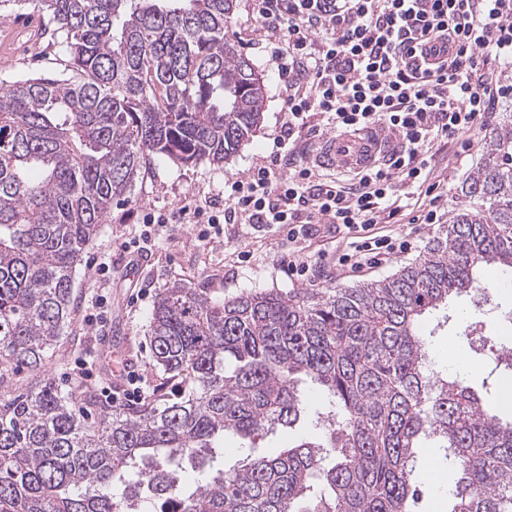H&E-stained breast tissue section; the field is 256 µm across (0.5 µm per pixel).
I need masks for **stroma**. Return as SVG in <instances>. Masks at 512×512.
I'll list each match as a JSON object with an SVG mask.
<instances>
[{"label": "stroma", "mask_w": 512, "mask_h": 512, "mask_svg": "<svg viewBox=\"0 0 512 512\" xmlns=\"http://www.w3.org/2000/svg\"><path fill=\"white\" fill-rule=\"evenodd\" d=\"M251 9L250 0H236L229 33L264 75L267 98L259 131L228 163L220 166L206 162L182 165L162 155L147 159L130 194L113 206L98 237L88 248L83 265L75 270V309L71 324L63 329L60 342L49 352L40 370L23 369L14 373L16 388H27L45 378L58 389L69 391L72 383L66 380L65 374L70 365L78 357L91 354L95 357L96 374L107 379L112 387L125 386L126 380L119 372L121 361L126 360L137 371L145 394H152L157 388L163 394H171L172 385L164 383L162 374L152 366L148 337L153 303L163 288L178 282L204 290L212 299L222 301L257 290L293 293L349 287L391 276L400 266L421 255L429 242L443 231L440 223L410 224L401 220L380 224V233L402 235L410 241V248L384 257L373 266L355 270L336 264V251L349 249V238L338 232L335 225H314L311 235L298 244L302 256L318 261L308 282L290 277L286 270L288 240L284 231L227 224L207 245L196 242V226L186 223L179 214L183 203L190 201L203 207L223 204L225 181L244 178L249 170L263 163L274 139L282 133L285 92L270 49L252 40ZM41 23L42 15L33 0H27L20 8L11 5L0 8V81L36 74L70 77L68 56L60 46L27 39V32L39 28ZM506 112L512 113V96L499 100L472 135L469 149H462L457 142L437 147L433 157L435 169L448 179V196L441 208L443 216H450L460 203L459 185L479 165L486 141ZM152 215L164 216L167 223L149 252L136 257L124 251L122 242L137 238L145 218ZM246 251L251 254L247 260L242 257ZM95 261L108 266L97 288L88 279V265ZM504 279L498 266H488L481 282L492 288L490 304L478 307L476 296L471 293L449 303L447 323L440 325L434 318H426L424 329L430 350L442 354L449 343L464 345L463 332L472 322L481 320L492 327L512 311V291L503 290ZM301 387L311 394L312 412L296 428L279 430L251 442L225 436L223 445L215 451L214 466H236L251 452L272 456L298 436L315 433L314 410L322 405L318 385L306 379ZM434 449V443L429 441L418 451L423 491L420 512H448V484L433 481L426 465Z\"/></svg>", "instance_id": "obj_1"}]
</instances>
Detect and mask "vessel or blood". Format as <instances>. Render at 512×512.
Listing matches in <instances>:
<instances>
[{
	"label": "vessel or blood",
	"mask_w": 512,
	"mask_h": 512,
	"mask_svg": "<svg viewBox=\"0 0 512 512\" xmlns=\"http://www.w3.org/2000/svg\"><path fill=\"white\" fill-rule=\"evenodd\" d=\"M394 137L378 127L325 138L317 159L324 167L361 171L378 165L392 149Z\"/></svg>",
	"instance_id": "b4317fda"
}]
</instances>
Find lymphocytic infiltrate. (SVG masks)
<instances>
[{"mask_svg":"<svg viewBox=\"0 0 512 512\" xmlns=\"http://www.w3.org/2000/svg\"><path fill=\"white\" fill-rule=\"evenodd\" d=\"M252 17L254 34L276 45L284 134L266 164L225 183L223 213L184 205L181 215L202 242L224 222L274 224L291 242L337 224L354 238L342 266L405 251L374 228L407 211L413 223H438L431 198L446 184L431 178V150L462 139L512 91L485 67L512 52V0H252ZM313 112L337 132L380 127L397 144L350 187L317 181L307 165L283 169Z\"/></svg>","mask_w":512,"mask_h":512,"instance_id":"1","label":"lymphocytic infiltrate"}]
</instances>
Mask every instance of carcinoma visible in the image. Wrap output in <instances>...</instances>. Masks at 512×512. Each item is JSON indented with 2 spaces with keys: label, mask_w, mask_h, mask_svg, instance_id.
<instances>
[{
  "label": "carcinoma",
  "mask_w": 512,
  "mask_h": 512,
  "mask_svg": "<svg viewBox=\"0 0 512 512\" xmlns=\"http://www.w3.org/2000/svg\"><path fill=\"white\" fill-rule=\"evenodd\" d=\"M36 32L77 79L0 86V512H417L416 448L436 439L458 471L448 512H512V420L427 364L421 320L512 272V118L462 183L446 233L383 279L260 291L221 303L175 283L150 321L171 398L99 411L85 430L73 395L39 370L73 310L76 267L147 156L230 160L259 130L266 86L227 36L236 0H36ZM303 374L324 387L320 435L276 456L198 472L227 434L253 438L306 415ZM125 484L114 497L115 483Z\"/></svg>",
  "instance_id": "carcinoma-1"
}]
</instances>
